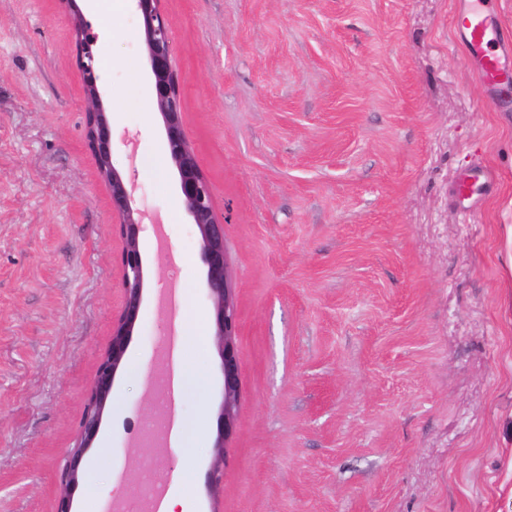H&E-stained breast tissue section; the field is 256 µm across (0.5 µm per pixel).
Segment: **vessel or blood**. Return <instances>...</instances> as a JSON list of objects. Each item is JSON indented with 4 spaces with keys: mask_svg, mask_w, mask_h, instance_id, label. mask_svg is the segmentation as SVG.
<instances>
[{
    "mask_svg": "<svg viewBox=\"0 0 512 512\" xmlns=\"http://www.w3.org/2000/svg\"><path fill=\"white\" fill-rule=\"evenodd\" d=\"M491 2L457 0L454 22L486 102L497 105L512 90V39L493 24Z\"/></svg>",
    "mask_w": 512,
    "mask_h": 512,
    "instance_id": "obj_1",
    "label": "vessel or blood"
}]
</instances>
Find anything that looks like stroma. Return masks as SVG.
Wrapping results in <instances>:
<instances>
[{
  "mask_svg": "<svg viewBox=\"0 0 512 512\" xmlns=\"http://www.w3.org/2000/svg\"><path fill=\"white\" fill-rule=\"evenodd\" d=\"M196 160L224 218L238 428L198 237L131 0L83 8L115 166L146 216L139 325L74 512H512V105L484 100L454 0H161ZM58 0H0V512H54L124 296ZM494 181L470 200L460 178ZM202 381L174 391L181 369Z\"/></svg>",
  "mask_w": 512,
  "mask_h": 512,
  "instance_id": "obj_1",
  "label": "stroma"
}]
</instances>
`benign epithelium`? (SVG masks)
I'll return each mask as SVG.
<instances>
[{
    "label": "benign epithelium",
    "instance_id": "benign-epithelium-1",
    "mask_svg": "<svg viewBox=\"0 0 512 512\" xmlns=\"http://www.w3.org/2000/svg\"><path fill=\"white\" fill-rule=\"evenodd\" d=\"M78 17L74 31L78 66L83 88L92 108L85 114L84 136L99 175L105 181L117 216V232L123 241L118 262L125 302L112 322V334L101 358L93 387L88 393L80 436L60 473L61 492L54 512H73L72 489L78 484L86 453L100 431L114 380L124 359L141 310L146 266L140 247L143 213L135 206V186L113 165L112 124L102 102L99 66L96 63L97 36L84 20L77 0H60ZM142 18L153 97L160 111L169 155L178 175V190L191 223L199 234L200 256L205 267V284L215 310V336L224 376V400L217 420L215 456L208 485L216 488L222 480L228 441L237 430L240 398L241 360L237 350L239 322L224 254V218L213 205L210 182L198 165L184 128L182 89L173 64L169 25L160 0H133Z\"/></svg>",
    "mask_w": 512,
    "mask_h": 512
}]
</instances>
